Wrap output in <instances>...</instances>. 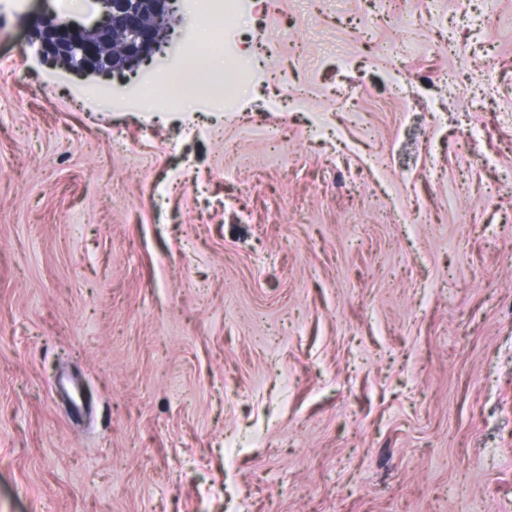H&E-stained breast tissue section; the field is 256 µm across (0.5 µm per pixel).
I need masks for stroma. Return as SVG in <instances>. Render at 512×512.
Here are the masks:
<instances>
[{
	"mask_svg": "<svg viewBox=\"0 0 512 512\" xmlns=\"http://www.w3.org/2000/svg\"><path fill=\"white\" fill-rule=\"evenodd\" d=\"M0 8V512H512V0H246L231 105Z\"/></svg>",
	"mask_w": 512,
	"mask_h": 512,
	"instance_id": "stroma-1",
	"label": "stroma"
}]
</instances>
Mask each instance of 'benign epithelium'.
<instances>
[{"label": "benign epithelium", "mask_w": 512, "mask_h": 512, "mask_svg": "<svg viewBox=\"0 0 512 512\" xmlns=\"http://www.w3.org/2000/svg\"><path fill=\"white\" fill-rule=\"evenodd\" d=\"M99 16L90 25L48 14L33 35L43 59L77 76L133 71L163 51L170 40L176 0H94Z\"/></svg>", "instance_id": "benign-epithelium-1"}]
</instances>
